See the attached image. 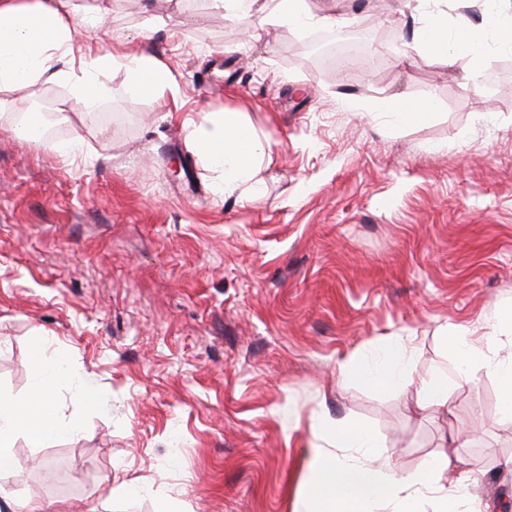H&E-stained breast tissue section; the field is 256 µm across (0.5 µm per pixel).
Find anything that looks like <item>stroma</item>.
I'll use <instances>...</instances> for the list:
<instances>
[{"mask_svg":"<svg viewBox=\"0 0 512 512\" xmlns=\"http://www.w3.org/2000/svg\"><path fill=\"white\" fill-rule=\"evenodd\" d=\"M74 3L97 20L76 46L151 53L179 95L140 94L121 68L98 77L109 122L63 83L0 95V393L29 395L43 349L67 374L58 418L84 426L38 448L18 436L26 465L0 472V491L51 512H156L169 496L185 512H295L311 427L331 418L373 429L402 473L458 457L474 512L512 508V417L494 376L450 385L448 413L418 406L423 383L455 373L443 328L487 333L512 304V78L498 80L512 55L488 42V82L468 89L470 57L411 38L436 12L452 29L484 25L487 0H307L337 28L393 34L398 51L374 43L350 76L299 56L304 29L212 0ZM429 97L424 118L396 116L397 101ZM53 98V147L12 133ZM224 111L271 156L239 198L216 194L185 138ZM178 158L189 169L175 175ZM389 336L410 350L396 394L342 369ZM85 380L98 407L77 397ZM457 413L477 433L460 448ZM136 478L142 489L115 494Z\"/></svg>","mask_w":512,"mask_h":512,"instance_id":"1","label":"stroma"}]
</instances>
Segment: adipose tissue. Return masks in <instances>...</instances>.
<instances>
[{
    "mask_svg": "<svg viewBox=\"0 0 512 512\" xmlns=\"http://www.w3.org/2000/svg\"><path fill=\"white\" fill-rule=\"evenodd\" d=\"M230 15H255L260 20L283 19L303 26L309 19L304 0H214ZM74 0H0V90L35 81L62 82L72 88L77 105L88 106L101 94L99 73L118 66L130 80L149 76V96L177 97L178 87L166 67L151 54L118 58L108 53L74 52L76 32L91 25ZM494 31L501 50H512V8L492 11L486 28L467 27L449 36L446 19L431 15L420 27L418 37L429 51L446 50L467 55L473 66L464 84L476 87L478 66L483 56L485 34ZM186 138L214 175L219 195L231 197L244 192L253 170L265 158L260 135L239 113L207 112L189 124ZM441 341L459 361L458 379L473 382L481 372L495 375L499 383L503 413L512 416V358H497L492 335L474 339L463 327L443 329ZM407 351L397 340L383 341L374 365L348 359L343 369L359 381L385 392L400 391L405 385ZM45 376L30 396L17 400L0 394V471L15 468L13 452L18 435L32 447L48 437L79 432L81 424L60 422L55 414L54 388L62 374L52 360H44ZM316 440L311 469L310 492L304 512H417L421 497L430 498L437 512H458L463 501L465 476L458 460L440 455L424 472L404 475L390 464L378 463L382 442L371 430L345 421L327 420L313 430Z\"/></svg>",
    "mask_w": 512,
    "mask_h": 512,
    "instance_id": "adipose-tissue-1",
    "label": "adipose tissue"
}]
</instances>
